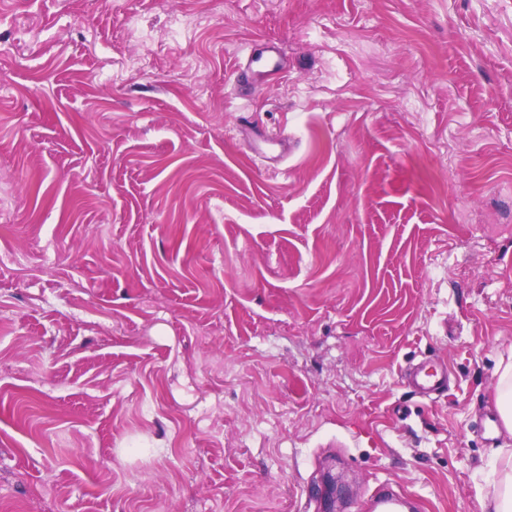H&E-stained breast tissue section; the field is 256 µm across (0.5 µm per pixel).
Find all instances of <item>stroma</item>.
Masks as SVG:
<instances>
[{
    "mask_svg": "<svg viewBox=\"0 0 512 512\" xmlns=\"http://www.w3.org/2000/svg\"><path fill=\"white\" fill-rule=\"evenodd\" d=\"M511 352L512 0H0V512H475ZM264 51L257 56L253 54L245 63L239 65L237 76L244 72L250 73L252 77L251 86L262 82L264 79H275L287 71V65L281 57L279 48L274 43L264 44ZM406 384L424 398L440 396L448 391V369L440 361H423L408 370ZM413 502L404 491H396L390 484L378 489L369 502L368 510L373 512H402L412 509Z\"/></svg>",
    "mask_w": 512,
    "mask_h": 512,
    "instance_id": "35a3bbf8",
    "label": "stroma"
}]
</instances>
